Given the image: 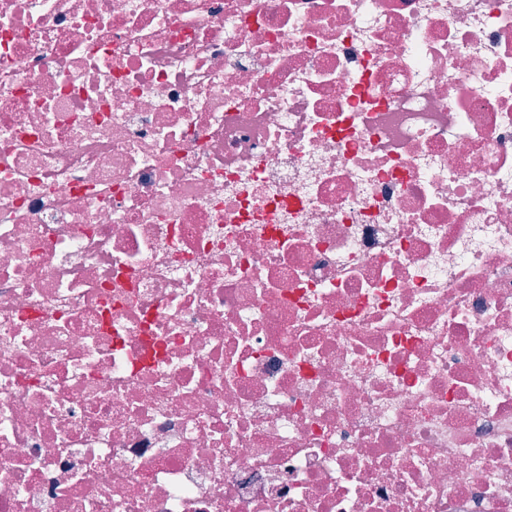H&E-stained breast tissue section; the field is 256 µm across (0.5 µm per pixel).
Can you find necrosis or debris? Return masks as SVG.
I'll return each mask as SVG.
<instances>
[{
    "mask_svg": "<svg viewBox=\"0 0 512 512\" xmlns=\"http://www.w3.org/2000/svg\"><path fill=\"white\" fill-rule=\"evenodd\" d=\"M0 512H512V0H0Z\"/></svg>",
    "mask_w": 512,
    "mask_h": 512,
    "instance_id": "1",
    "label": "necrosis or debris"
}]
</instances>
